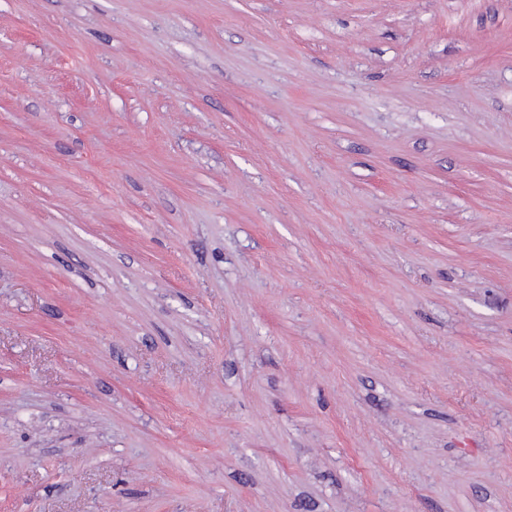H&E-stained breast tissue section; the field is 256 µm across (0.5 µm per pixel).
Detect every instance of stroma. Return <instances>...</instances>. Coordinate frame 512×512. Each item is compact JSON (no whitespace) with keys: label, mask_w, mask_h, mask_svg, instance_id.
Here are the masks:
<instances>
[{"label":"stroma","mask_w":512,"mask_h":512,"mask_svg":"<svg viewBox=\"0 0 512 512\" xmlns=\"http://www.w3.org/2000/svg\"><path fill=\"white\" fill-rule=\"evenodd\" d=\"M0 512H512V0H0Z\"/></svg>","instance_id":"stroma-1"}]
</instances>
